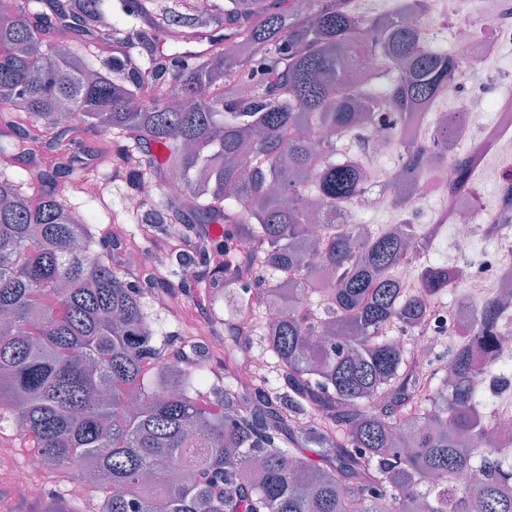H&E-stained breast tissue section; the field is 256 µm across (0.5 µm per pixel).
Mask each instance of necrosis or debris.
I'll list each match as a JSON object with an SVG mask.
<instances>
[{"instance_id": "1", "label": "necrosis or debris", "mask_w": 512, "mask_h": 512, "mask_svg": "<svg viewBox=\"0 0 512 512\" xmlns=\"http://www.w3.org/2000/svg\"><path fill=\"white\" fill-rule=\"evenodd\" d=\"M486 34L474 39L470 29L454 35V54L460 61L455 75L437 97L423 104L409 118L406 129L419 141H428L435 126L445 121L447 103L460 99L465 83L476 81L470 64L475 56L496 60L504 43L512 41V0H496L494 11L480 19ZM470 140L468 158L474 175L463 194L447 191L449 164L458 154L463 140ZM429 195L438 197L441 208L436 221L428 227L430 240L450 232L455 250L464 254L473 250L480 223L494 225L496 254L487 280L463 272L461 290L449 313H434L424 330L416 332L412 343L421 356L435 355L442 347H456L460 337L473 334L481 304L497 297L502 286H512V96L491 102L489 111L467 109L466 125L449 141L448 148L421 164L415 181L414 203ZM501 349L494 371L483 373L482 387L495 393L497 410L486 421L492 432L489 446L503 462L512 461V329H501Z\"/></svg>"}]
</instances>
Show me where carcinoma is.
I'll return each mask as SVG.
<instances>
[{
    "instance_id": "1",
    "label": "carcinoma",
    "mask_w": 512,
    "mask_h": 512,
    "mask_svg": "<svg viewBox=\"0 0 512 512\" xmlns=\"http://www.w3.org/2000/svg\"><path fill=\"white\" fill-rule=\"evenodd\" d=\"M353 0H128L146 16V42L178 29L196 36L224 19V40L187 62L173 47L128 66L101 0H0V423L13 422L57 470L90 469L102 512H512V476L489 462L479 408L492 409L478 377L491 366L501 306L480 307L481 330L464 336L441 380L392 328L420 329L459 270L420 264L409 294L396 269L424 256L427 237L405 219L397 232L338 222L365 192L362 164L336 160V140L378 108L405 119L459 68L420 45L401 20L426 0H404L360 19ZM371 56L384 66L359 81ZM395 73L389 89L376 81ZM91 130L128 142L118 178L134 189L155 170L176 173L175 194L147 201L141 232L168 224H228L222 243L174 246L169 266L214 265L212 287L248 313L236 335L260 331L270 371L240 376L239 349L224 345V413L199 401L209 368L162 354L139 282L112 267L91 224L65 195L91 181L59 159L66 134ZM390 204L399 207L426 147L401 127ZM154 145L166 149L161 162ZM50 147L38 174L8 162ZM459 190L468 160L451 163ZM323 207L319 236L308 204ZM245 252L261 286L236 294ZM154 378L156 384L146 380ZM312 445L313 460L296 452Z\"/></svg>"
}]
</instances>
